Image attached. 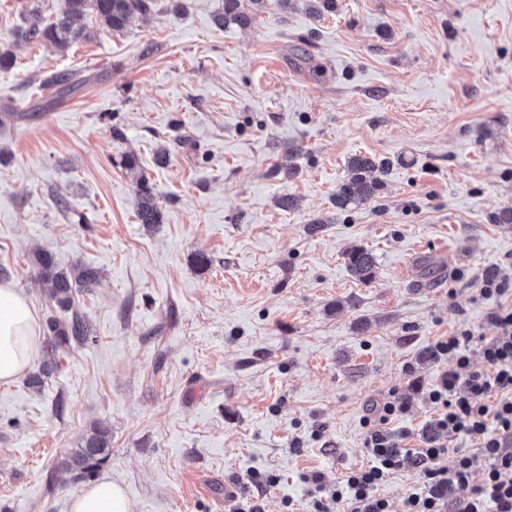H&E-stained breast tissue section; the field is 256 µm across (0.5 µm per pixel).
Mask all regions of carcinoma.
Wrapping results in <instances>:
<instances>
[{
	"mask_svg": "<svg viewBox=\"0 0 512 512\" xmlns=\"http://www.w3.org/2000/svg\"><path fill=\"white\" fill-rule=\"evenodd\" d=\"M268 0H224V13L217 21H229L248 25L255 15L263 10ZM158 0H67V8L61 14L47 19L41 10L33 7L28 10L26 26L19 37L26 43L51 42L61 49L83 37V29L74 27V22L84 16L94 17L104 28L113 32L125 30L134 16L154 12ZM85 82L72 73H52L43 78V83L52 88L55 100H64ZM351 177L344 182L334 197V206L344 210L351 205L362 204L371 199L381 187V176L387 165L370 157L356 155L348 163ZM138 199L137 217L148 228L163 223L153 188L145 177L136 182ZM349 270L361 282H368L374 275L375 256L363 247L348 253ZM40 281L48 297L63 312L65 319L50 318L46 322V351L52 358L43 361L38 372L29 375L28 384L38 387L43 377L50 375L58 367L56 352L71 345H84L94 334L93 325L87 315L75 302V294L91 293L101 284V274L94 268L78 263L64 265L55 255L40 251L35 261ZM111 451L110 435L107 429L93 428L84 440V445L75 449L61 463V468L53 476L59 486L71 479L87 477L95 473Z\"/></svg>",
	"mask_w": 512,
	"mask_h": 512,
	"instance_id": "1",
	"label": "carcinoma"
}]
</instances>
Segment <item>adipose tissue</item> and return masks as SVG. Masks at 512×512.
Listing matches in <instances>:
<instances>
[{
    "mask_svg": "<svg viewBox=\"0 0 512 512\" xmlns=\"http://www.w3.org/2000/svg\"><path fill=\"white\" fill-rule=\"evenodd\" d=\"M39 321L28 298L0 282V383L26 372L34 359ZM70 512H131L120 483L103 477L71 501Z\"/></svg>",
    "mask_w": 512,
    "mask_h": 512,
    "instance_id": "adipose-tissue-1",
    "label": "adipose tissue"
}]
</instances>
